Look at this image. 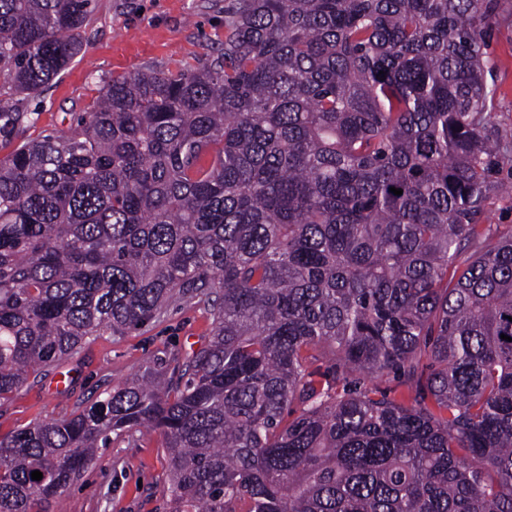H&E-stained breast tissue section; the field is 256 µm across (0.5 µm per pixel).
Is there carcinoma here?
<instances>
[{"label":"carcinoma","mask_w":512,"mask_h":512,"mask_svg":"<svg viewBox=\"0 0 512 512\" xmlns=\"http://www.w3.org/2000/svg\"><path fill=\"white\" fill-rule=\"evenodd\" d=\"M93 2L0 0L16 93L81 53ZM496 8L231 0L216 57L114 79L72 134L0 159V401L177 302L213 317L171 372L0 435V512H61L142 428L164 441L169 512H512ZM22 120L0 105V134ZM489 224L497 227L500 232L512 229V197H496L488 205Z\"/></svg>","instance_id":"cac0c4a2"}]
</instances>
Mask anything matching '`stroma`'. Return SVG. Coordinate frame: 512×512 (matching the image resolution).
<instances>
[{
    "label": "stroma",
    "instance_id": "1",
    "mask_svg": "<svg viewBox=\"0 0 512 512\" xmlns=\"http://www.w3.org/2000/svg\"><path fill=\"white\" fill-rule=\"evenodd\" d=\"M228 0H95L83 51L38 96L13 93L0 78V100L25 118L10 138L0 137V158L25 141L67 135L76 118L112 80L150 65L163 72L196 67L224 45ZM484 50L497 87L495 124L512 139V0L492 18ZM212 316L204 303L171 306L159 320L123 336L91 337L80 353L49 369L0 403V435L37 421L57 420L82 410L104 390L148 368H173L174 357L204 347ZM68 376L58 391L59 376ZM167 456L157 433L115 438L68 488L64 512H167Z\"/></svg>",
    "mask_w": 512,
    "mask_h": 512
}]
</instances>
